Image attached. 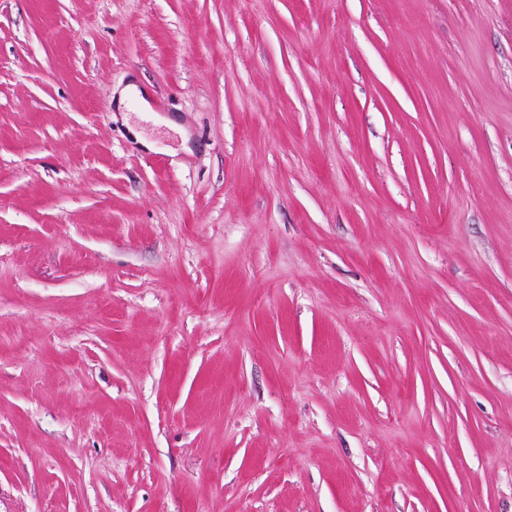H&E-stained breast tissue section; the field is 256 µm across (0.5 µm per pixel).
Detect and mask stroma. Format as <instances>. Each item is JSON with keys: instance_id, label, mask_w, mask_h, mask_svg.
Instances as JSON below:
<instances>
[{"instance_id": "1", "label": "stroma", "mask_w": 512, "mask_h": 512, "mask_svg": "<svg viewBox=\"0 0 512 512\" xmlns=\"http://www.w3.org/2000/svg\"><path fill=\"white\" fill-rule=\"evenodd\" d=\"M0 512H512V0H0ZM148 97L147 92L143 88H139L137 84H130L120 91L117 98L116 109L119 112H128L129 101L131 98L137 99L139 103L140 112H152L150 104L146 99Z\"/></svg>"}]
</instances>
